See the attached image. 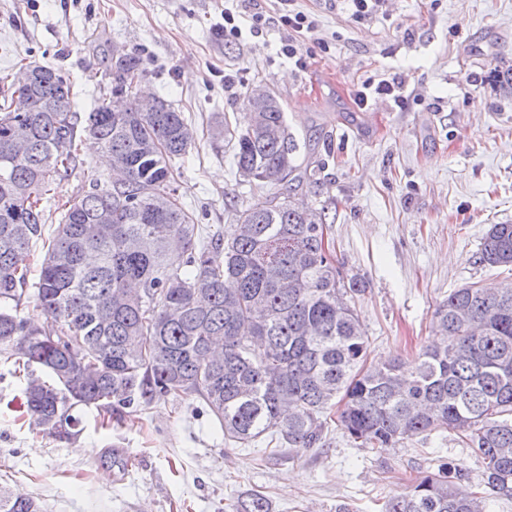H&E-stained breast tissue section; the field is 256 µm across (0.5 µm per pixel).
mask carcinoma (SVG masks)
<instances>
[{
    "mask_svg": "<svg viewBox=\"0 0 512 512\" xmlns=\"http://www.w3.org/2000/svg\"><path fill=\"white\" fill-rule=\"evenodd\" d=\"M126 83L98 86L80 113L52 66L30 84L0 78V353L25 372L31 424L60 439L78 406L115 416L176 394H196L224 438L266 442L264 453L317 448L335 419L359 448H391L449 430L481 459L482 481L512 501V283L457 288L433 312L435 339L411 362L367 364L356 310L362 284L344 280L326 227L292 201L317 185L318 167L296 162L297 143L268 87L247 88V127L213 132L232 147L243 182L285 187L236 212L227 234L201 239L174 187L173 161L195 148L182 112L158 98L140 110V55L112 58ZM92 137L125 173L91 179L44 237L42 201ZM44 256L33 310L20 309L33 244ZM186 253L185 269L168 265ZM479 261L512 266V224H491ZM462 469L438 459L413 492L385 512H488L484 493L461 486ZM231 512H271L252 492ZM0 512H42L0 488Z\"/></svg>",
    "mask_w": 512,
    "mask_h": 512,
    "instance_id": "carcinoma-1",
    "label": "carcinoma"
}]
</instances>
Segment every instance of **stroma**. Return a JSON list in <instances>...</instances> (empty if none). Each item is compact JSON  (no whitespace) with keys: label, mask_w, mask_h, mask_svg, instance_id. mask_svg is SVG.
I'll use <instances>...</instances> for the list:
<instances>
[{"label":"stroma","mask_w":512,"mask_h":512,"mask_svg":"<svg viewBox=\"0 0 512 512\" xmlns=\"http://www.w3.org/2000/svg\"><path fill=\"white\" fill-rule=\"evenodd\" d=\"M225 0H0V72L19 59L58 68L79 111L110 83L109 51L136 50L152 91L197 132L175 161L180 202L204 231H227L235 211L266 190L238 184L233 152L212 139L223 120L241 122L247 86L281 99L298 158L321 165L316 207L344 275L365 288L357 304L371 362L410 361L433 339L436 304L462 285L512 280V269L478 260L489 225L512 223V96L494 71L512 70V0H387L386 14L354 21L345 0H298L314 22L300 45L303 66L281 55L282 32L243 31L225 40ZM399 77L405 108L375 98L358 108L367 78ZM102 152L79 149L73 171L44 200L81 197L108 175ZM24 383L0 354V484L34 497L43 512H224L257 491L272 512H382L438 457L470 485L482 465L455 432L435 431L371 450L342 430L323 447L268 461L225 441L196 396L152 402L103 425L78 407L79 433L60 440L31 430ZM122 466L103 467L104 448Z\"/></svg>","instance_id":"stroma-1"}]
</instances>
